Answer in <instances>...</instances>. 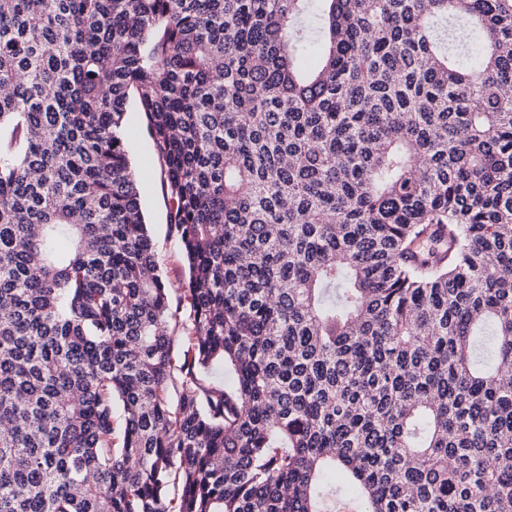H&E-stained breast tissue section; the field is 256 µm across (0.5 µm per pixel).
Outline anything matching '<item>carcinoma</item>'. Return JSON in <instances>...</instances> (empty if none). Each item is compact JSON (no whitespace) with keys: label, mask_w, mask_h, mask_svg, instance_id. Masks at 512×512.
I'll return each mask as SVG.
<instances>
[{"label":"carcinoma","mask_w":512,"mask_h":512,"mask_svg":"<svg viewBox=\"0 0 512 512\" xmlns=\"http://www.w3.org/2000/svg\"><path fill=\"white\" fill-rule=\"evenodd\" d=\"M509 86L512 0H0V512H512ZM138 114L131 112L127 134L128 151L141 188L143 209L155 245L160 273L170 289L173 308L182 294L187 269L180 246L169 223V205L161 184L160 166L151 140L136 130Z\"/></svg>","instance_id":"cac0c4a2"}]
</instances>
